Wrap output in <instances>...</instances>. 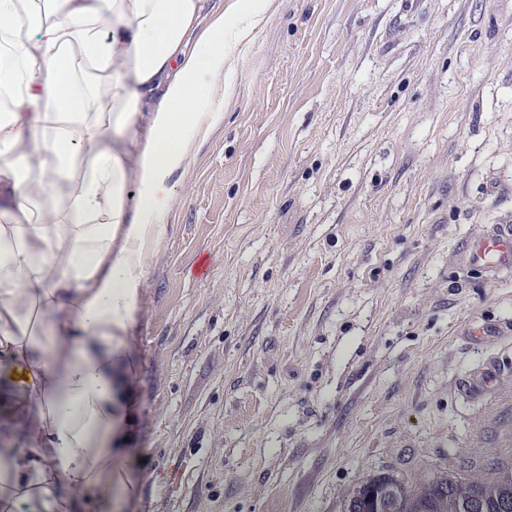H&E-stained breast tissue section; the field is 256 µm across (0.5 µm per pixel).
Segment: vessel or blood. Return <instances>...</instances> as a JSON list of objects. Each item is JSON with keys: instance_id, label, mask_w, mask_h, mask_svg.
Instances as JSON below:
<instances>
[{"instance_id": "obj_1", "label": "vessel or blood", "mask_w": 512, "mask_h": 512, "mask_svg": "<svg viewBox=\"0 0 512 512\" xmlns=\"http://www.w3.org/2000/svg\"><path fill=\"white\" fill-rule=\"evenodd\" d=\"M462 263L492 274L512 271V226L496 224L466 241L459 250Z\"/></svg>"}]
</instances>
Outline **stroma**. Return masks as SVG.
<instances>
[{"label": "stroma", "instance_id": "35a3bbf8", "mask_svg": "<svg viewBox=\"0 0 512 512\" xmlns=\"http://www.w3.org/2000/svg\"><path fill=\"white\" fill-rule=\"evenodd\" d=\"M275 5L148 258L117 512H344L380 470L512 463V273L458 257L512 225V0Z\"/></svg>", "mask_w": 512, "mask_h": 512}]
</instances>
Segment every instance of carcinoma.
Returning a JSON list of instances; mask_svg holds the SVG:
<instances>
[{
	"instance_id": "cac0c4a2",
	"label": "carcinoma",
	"mask_w": 512,
	"mask_h": 512,
	"mask_svg": "<svg viewBox=\"0 0 512 512\" xmlns=\"http://www.w3.org/2000/svg\"><path fill=\"white\" fill-rule=\"evenodd\" d=\"M463 486L479 502L481 512H512V468L500 463L482 477L439 471L417 486L379 471L353 490L346 512H384L380 501L384 490L391 491L392 512H467L464 498L457 494Z\"/></svg>"
}]
</instances>
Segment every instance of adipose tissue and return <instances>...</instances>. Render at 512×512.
Instances as JSON below:
<instances>
[{
  "instance_id": "adipose-tissue-1",
  "label": "adipose tissue",
  "mask_w": 512,
  "mask_h": 512,
  "mask_svg": "<svg viewBox=\"0 0 512 512\" xmlns=\"http://www.w3.org/2000/svg\"><path fill=\"white\" fill-rule=\"evenodd\" d=\"M0 0V512L128 492L129 333L274 0Z\"/></svg>"
}]
</instances>
